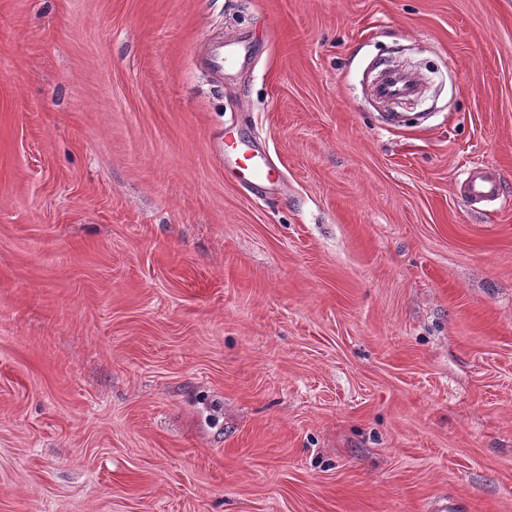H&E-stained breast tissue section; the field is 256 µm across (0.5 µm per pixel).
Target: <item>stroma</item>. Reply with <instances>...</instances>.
Instances as JSON below:
<instances>
[{
	"label": "stroma",
	"mask_w": 512,
	"mask_h": 512,
	"mask_svg": "<svg viewBox=\"0 0 512 512\" xmlns=\"http://www.w3.org/2000/svg\"><path fill=\"white\" fill-rule=\"evenodd\" d=\"M440 500L512 512V0H0V512ZM236 59L237 51L224 49V40H221L209 45L203 64L210 70L223 73L224 69L230 68ZM418 89V81L399 71L387 73L374 86V95L381 101L402 100L413 97ZM235 154V174L255 186L269 184L272 180V171L267 166L266 158L252 145L237 143L236 141L218 140L216 155L225 156L226 152ZM466 187L474 200L494 199L503 194L502 179L499 173L485 166H475L465 173Z\"/></svg>",
	"instance_id": "stroma-1"
}]
</instances>
